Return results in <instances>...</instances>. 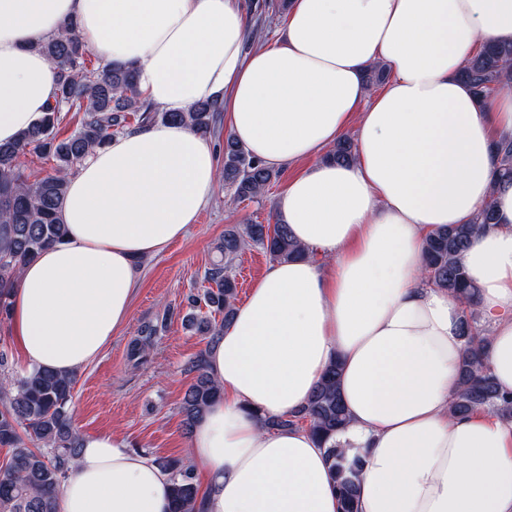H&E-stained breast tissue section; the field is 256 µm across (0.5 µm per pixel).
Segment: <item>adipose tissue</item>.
<instances>
[{
  "label": "adipose tissue",
  "mask_w": 512,
  "mask_h": 512,
  "mask_svg": "<svg viewBox=\"0 0 512 512\" xmlns=\"http://www.w3.org/2000/svg\"><path fill=\"white\" fill-rule=\"evenodd\" d=\"M74 20L104 61L131 63L156 108L224 103V124L272 169L296 168L277 215L305 257L270 263L237 303L209 368L224 397L192 431L204 512H342L326 450L265 420L306 404L331 364L362 453L358 512H512V421L449 414L462 309L425 279L427 238L495 196L497 224L461 255L512 393V185L492 187L512 138V86L478 106L461 73L512 43V0H291L279 39L248 44L245 0H0V143L56 92L30 42ZM383 65L369 92L363 76ZM351 163L328 152L343 137ZM213 142L188 126L131 129L70 177L65 240L26 263L11 297L28 366L74 373L129 316L138 260L187 236L213 197ZM172 479L117 434L83 437L56 512H170Z\"/></svg>",
  "instance_id": "adipose-tissue-1"
}]
</instances>
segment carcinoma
<instances>
[{"label":"carcinoma","instance_id":"carcinoma-1","mask_svg":"<svg viewBox=\"0 0 512 512\" xmlns=\"http://www.w3.org/2000/svg\"><path fill=\"white\" fill-rule=\"evenodd\" d=\"M54 66L57 92L44 118L13 144H0V316L9 314L8 299L16 287L24 262L66 236L62 206L67 182L82 159L105 145L131 123L186 122L198 134L213 132L223 104L203 100L188 112H163L147 103L138 89L137 68L132 64L92 61L77 33V23L64 22L54 37L34 44ZM478 100L491 99L505 84H512V44L486 45L462 72ZM79 115L76 129L59 135L67 114ZM53 162L51 172L29 180L20 161L28 150ZM354 156L350 138L340 140L328 158L346 162ZM494 186L512 185V140L495 145ZM224 183L237 200L256 199L280 177V172L261 165L230 135L224 139ZM498 223L493 200H487L467 224L447 226L430 235L425 245V267L431 284L445 290L463 306L460 333L464 350L450 414L466 416L482 409L512 421V398L500 393L483 363L487 337L473 310L474 287L458 261L486 226ZM259 248L275 262L299 258L304 250L284 224L251 223L224 231L215 246L218 253L203 281L208 287L189 298L190 327L209 337L214 346L233 316L237 288L232 269L239 254ZM206 312H201V307ZM221 319H216V316ZM156 328H144L130 348V359L141 364L150 355ZM194 374L184 392L179 413L185 430L193 429L206 409L221 398L222 390L208 370L207 352L187 365ZM74 378L33 368L0 384V447L10 456L0 466V512H55L61 479L75 461L80 435L73 426L70 405ZM349 417L339 388V367L332 366L307 404L296 414L266 420L268 428L306 426L327 446L330 471L342 504V512H356L358 481L363 461L349 455L335 437L346 429ZM159 465L172 476V512H201L202 501L194 470L180 459L160 458Z\"/></svg>","mask_w":512,"mask_h":512}]
</instances>
